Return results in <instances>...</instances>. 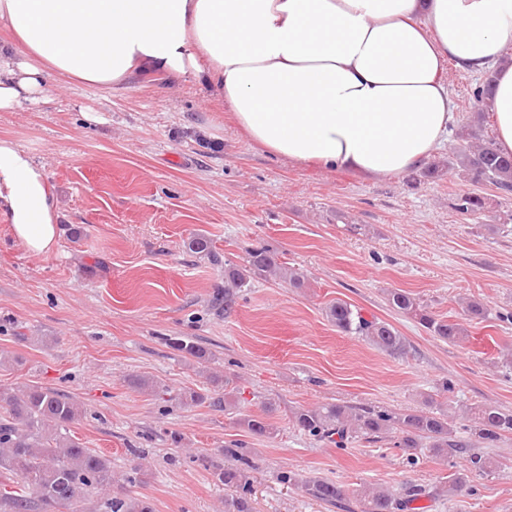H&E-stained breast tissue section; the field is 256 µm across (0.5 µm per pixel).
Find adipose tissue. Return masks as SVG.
Instances as JSON below:
<instances>
[{"instance_id": "adipose-tissue-1", "label": "adipose tissue", "mask_w": 512, "mask_h": 512, "mask_svg": "<svg viewBox=\"0 0 512 512\" xmlns=\"http://www.w3.org/2000/svg\"><path fill=\"white\" fill-rule=\"evenodd\" d=\"M0 110L43 99L50 76L108 92L154 72L223 97L268 153L399 178L458 120L446 62L492 73L496 146L512 153V0H0ZM42 169L0 140V220L32 254L56 244Z\"/></svg>"}]
</instances>
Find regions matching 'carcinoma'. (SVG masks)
Masks as SVG:
<instances>
[{
	"mask_svg": "<svg viewBox=\"0 0 512 512\" xmlns=\"http://www.w3.org/2000/svg\"><path fill=\"white\" fill-rule=\"evenodd\" d=\"M459 143L450 148L448 168L455 169L472 183L487 182L504 194L512 193V157L501 155L494 140L484 134L482 125L467 126L458 133ZM485 209V198L468 193L461 198L462 213L475 217ZM190 252L201 254L219 263L212 243L206 237L193 234L188 238ZM275 276L293 288L305 287L301 272L286 266L275 253L264 247L247 251L244 264L224 261V287L214 291L212 307L228 316L233 311L242 289L254 278ZM388 303L395 311L412 317L432 336L451 345L461 343L467 336L463 323L439 318L409 291L395 288L388 293ZM325 314L336 330L355 336L373 348L390 356L409 353V343L389 322L377 317H365L355 305L338 299L330 302ZM170 346L183 357L202 363L208 360L204 347L185 336L171 338ZM129 384L181 406L208 404L231 411L236 408L235 389L224 387L203 392L189 391L175 396L168 388L147 379L133 376ZM271 407L260 414H246L237 419L250 434L266 439L277 436L269 421ZM471 420L470 430L484 443H494L512 434V410L499 406L478 404L466 410ZM84 414L74 398L56 388L27 385L22 390L0 387V474L21 480V488L0 495L3 512H60L95 493L112 486V465L104 456L72 439L69 428ZM291 422L299 432L337 448H346L361 437L374 440L385 434L397 433V447L404 450L411 465L419 463L417 448L420 440H430L434 456L450 460L464 457L466 472L448 477V495L464 484L468 475H488L499 468L493 457L472 448V442L456 435L448 422V413L438 408L429 395L419 409L394 412L375 406H353L325 403L311 408H299L292 413ZM218 482L232 490L224 498V512H256L251 481L239 467L226 466L215 471ZM279 482L301 489L310 499L336 505L349 500L359 512H406L411 505L430 496L422 484L409 483L398 494L383 488L359 485L344 487L322 478H303L293 471H282ZM106 512H154L151 501L133 496L112 497L105 501Z\"/></svg>",
	"mask_w": 512,
	"mask_h": 512,
	"instance_id": "cac0c4a2",
	"label": "carcinoma"
}]
</instances>
